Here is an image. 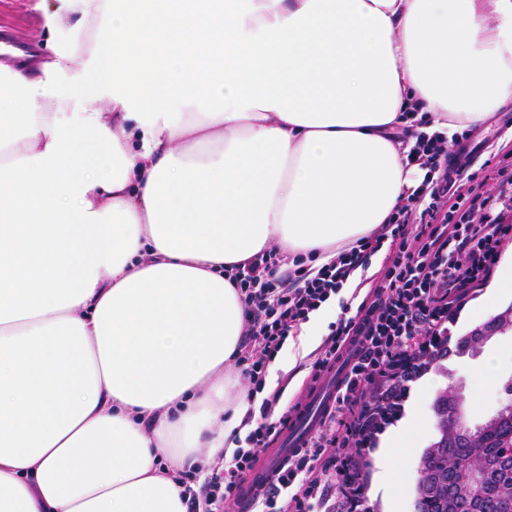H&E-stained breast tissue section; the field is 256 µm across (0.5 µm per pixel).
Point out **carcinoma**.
I'll list each match as a JSON object with an SVG mask.
<instances>
[{
    "label": "carcinoma",
    "mask_w": 512,
    "mask_h": 512,
    "mask_svg": "<svg viewBox=\"0 0 512 512\" xmlns=\"http://www.w3.org/2000/svg\"><path fill=\"white\" fill-rule=\"evenodd\" d=\"M495 333L512 330V304L481 323ZM458 399L453 386L435 397L437 436L433 453L423 455L417 484L428 485L419 512H512V498L496 493L512 486V404L484 422L473 437L462 418L448 416V398ZM455 426L448 427V421Z\"/></svg>",
    "instance_id": "obj_1"
}]
</instances>
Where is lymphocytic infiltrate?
Here are the masks:
<instances>
[{
	"label": "lymphocytic infiltrate",
	"mask_w": 512,
	"mask_h": 512,
	"mask_svg": "<svg viewBox=\"0 0 512 512\" xmlns=\"http://www.w3.org/2000/svg\"><path fill=\"white\" fill-rule=\"evenodd\" d=\"M414 138L410 154L425 168L424 181L371 234L318 268L297 256L280 274L281 258L272 250L232 267L229 279L246 314V341L235 367L249 394L262 395L260 417L224 469L202 481L195 472L181 473L187 512L236 504L260 455L288 422L275 412L278 394L264 392L267 366L288 336L385 248L389 265L356 309H343L311 364L314 384L335 364L343 366L331 407L303 448L275 470L272 489L251 503L255 512H367L359 470L366 448L386 426L379 405L400 412L410 382L443 353L450 314L489 278L503 244L512 240V165L494 168L489 191L464 189L466 165L458 150L438 134L418 131Z\"/></svg>",
	"instance_id": "obj_1"
}]
</instances>
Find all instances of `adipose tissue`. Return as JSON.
Instances as JSON below:
<instances>
[{
    "mask_svg": "<svg viewBox=\"0 0 512 512\" xmlns=\"http://www.w3.org/2000/svg\"><path fill=\"white\" fill-rule=\"evenodd\" d=\"M0 64V512H186L251 407L224 271L372 232L426 174L395 128L512 106V0H43ZM313 312L269 368L335 322ZM429 382L381 441L407 476Z\"/></svg>",
    "mask_w": 512,
    "mask_h": 512,
    "instance_id": "ef3b65f1",
    "label": "adipose tissue"
}]
</instances>
